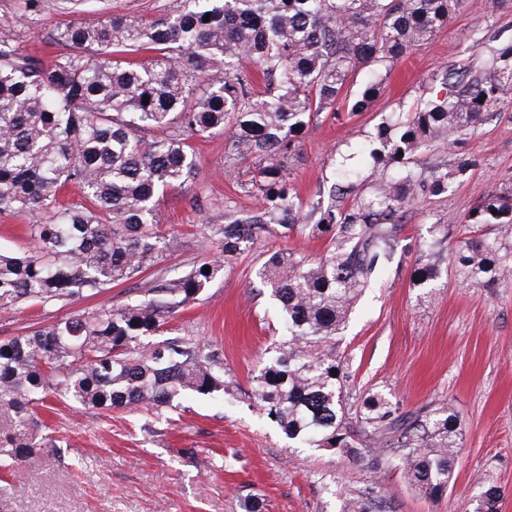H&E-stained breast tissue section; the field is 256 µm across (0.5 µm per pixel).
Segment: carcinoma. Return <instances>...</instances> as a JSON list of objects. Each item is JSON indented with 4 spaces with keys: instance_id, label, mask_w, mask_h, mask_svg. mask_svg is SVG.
Masks as SVG:
<instances>
[{
    "instance_id": "cac0c4a2",
    "label": "carcinoma",
    "mask_w": 512,
    "mask_h": 512,
    "mask_svg": "<svg viewBox=\"0 0 512 512\" xmlns=\"http://www.w3.org/2000/svg\"><path fill=\"white\" fill-rule=\"evenodd\" d=\"M466 6L481 4L182 0L176 12L147 22L108 13L57 29L55 41L70 53L50 68L0 33V213L27 219L32 243L23 253L0 250V307L75 301L160 264L155 200L196 176L191 135H227L230 167L255 160L244 189L261 196L260 214L211 228L224 260L249 250L267 224L293 228L301 206L283 171L312 118L342 98L350 112L366 111L384 93L392 65ZM143 51L151 52L148 61L130 59ZM244 58L262 74L265 91L240 70ZM440 84L443 98H422L406 117L385 118L370 134V157L399 167L398 176L360 196V172L343 162L336 168L330 203L303 227L326 235L327 254L313 260L282 251L261 265L284 335L269 347L248 394L289 444L333 450L371 469L382 457L395 459L406 482L430 499L448 491L458 464L454 407L442 400L402 412L384 391L354 396L339 345L356 302L392 259L412 202L448 192L474 166L461 157L450 168L419 172L416 157L475 129L490 109L512 107V40L494 48L487 67L450 69ZM154 129L167 135L146 139ZM71 186L86 202L60 201ZM461 222L495 227L451 248L466 276L483 286L511 278L512 190L488 195ZM223 270L217 262L196 264L117 308L0 341V471L53 446L29 434L50 396L76 409L152 411L194 394L230 393L223 356L200 341L177 336L143 345ZM438 276V257L422 252L413 285L426 290ZM339 495L340 512H390L374 483L342 487ZM501 497L484 484L470 512H499Z\"/></svg>"
}]
</instances>
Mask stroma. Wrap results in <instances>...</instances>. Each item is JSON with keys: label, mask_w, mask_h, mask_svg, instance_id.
Wrapping results in <instances>:
<instances>
[{"label": "stroma", "mask_w": 512, "mask_h": 512, "mask_svg": "<svg viewBox=\"0 0 512 512\" xmlns=\"http://www.w3.org/2000/svg\"><path fill=\"white\" fill-rule=\"evenodd\" d=\"M180 0H42L38 13L24 0H0V26L12 29L20 53L49 66L67 54L55 41L58 28L104 13L152 20L174 12ZM512 37V10L458 12L430 40L391 70L387 90L367 111L345 104L310 122L287 172L288 188L303 208L327 201L336 165L382 118L413 111L437 92L451 68L486 65L495 35ZM192 181L167 190L156 202V222L167 243L165 261L130 280L70 303L0 307V340L50 326L74 312L117 307L146 282L202 262L222 259L204 225L257 214L261 201L241 184L254 169L246 159L224 164L227 136L195 137ZM474 167L447 194L418 197L397 232L388 267L361 298L342 341L350 357L353 391L383 390L402 410L445 400L463 429L462 448L447 493L428 499L412 489L396 463L368 469L340 455L289 447L276 425L248 394L264 352L279 335L259 268L266 257L289 249L322 255L326 236L268 225L251 249L225 261L221 275L197 301L164 324L149 341L192 336L224 357L236 396H195L162 412L76 410L48 399L36 437H52V451L37 454L29 472L0 482V512H241L259 495L262 512H339L328 484L377 483L393 512H469L482 483L503 491L501 512H512V278L490 286L466 279L443 261L429 295L410 278L417 251L439 238L473 235L463 216L487 195L512 189V108L492 111L458 140L421 154L419 167ZM223 260V259H222Z\"/></svg>", "instance_id": "stroma-1"}]
</instances>
